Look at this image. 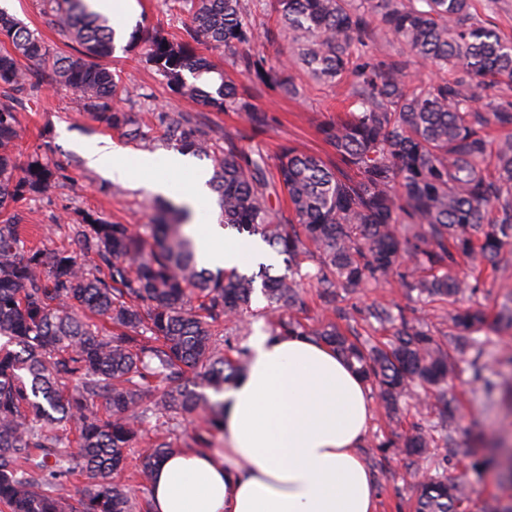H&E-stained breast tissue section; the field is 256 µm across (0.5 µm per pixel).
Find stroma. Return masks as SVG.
I'll use <instances>...</instances> for the list:
<instances>
[{"label": "stroma", "instance_id": "obj_1", "mask_svg": "<svg viewBox=\"0 0 512 512\" xmlns=\"http://www.w3.org/2000/svg\"><path fill=\"white\" fill-rule=\"evenodd\" d=\"M136 22L143 37L156 30L168 34L180 33L188 21L187 14L168 10L163 0H134ZM0 8L23 21L39 35L50 49L49 61L33 65L32 73L39 81L34 95L24 98L17 108L23 153H38L43 159L61 168L60 178L46 192L21 202L16 212L21 224V235L28 244L55 247L65 244L70 224L78 212L92 211L108 222L126 224L142 229L150 223L166 199L134 190L105 177L87 166L76 146L83 141H97L121 147L131 154L163 155L173 152L175 146L166 140L158 119L162 112H188L199 116L216 134L236 131L243 126L238 113L215 112L174 92L166 80L150 69L138 51L129 49L127 39L114 44V50L105 63L117 74L121 84L138 88L140 94L132 99H119L117 107L141 117L147 123L148 139L140 143L127 142L118 132L105 128L91 119L79 95L59 88L53 80L51 59L68 55L72 46L58 32L46 0H0ZM291 73L299 94L294 98L280 96L266 89L254 92V102L272 116L273 121L262 133L243 140L246 149L262 150L269 160H276L281 147L292 146L299 151L334 161L332 148L323 141L319 126L343 112L350 87L348 84L318 82L310 78L300 62H293ZM512 291V276L483 274L480 288L473 296L474 304L484 308L489 321L479 338L483 343L484 383L473 379L468 358H458L455 374L448 382V390L458 403V420L449 447L440 448V470L448 477L459 479L468 487L469 512H479L483 502L490 498L502 503L512 502V484L504 481L498 472L486 467L475 471L474 465L484 453L477 446L478 434L505 437L512 443V400L502 389L504 379H512V329L506 330L494 323L499 304L505 293ZM376 302H392L405 308L415 302L401 289L393 286L379 288H350L342 291L338 305L360 334L384 338L369 316V308ZM493 391H486V384ZM430 400L423 390L402 399L395 424H387L385 417L372 415L361 453L372 470L378 491L379 512H413L415 483L425 476L426 466L412 464L410 458L389 453H372V445L386 440L402 441L414 425L435 419L429 408ZM205 414L181 416L178 408H171L159 418L151 420L138 447L155 436H168L173 447L189 448L195 432L204 427Z\"/></svg>", "mask_w": 512, "mask_h": 512}]
</instances>
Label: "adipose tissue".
I'll return each mask as SVG.
<instances>
[{"label":"adipose tissue","instance_id":"1","mask_svg":"<svg viewBox=\"0 0 512 512\" xmlns=\"http://www.w3.org/2000/svg\"><path fill=\"white\" fill-rule=\"evenodd\" d=\"M88 166L135 189L168 196L189 176L201 264L242 267L255 246L226 238L207 176L186 156H126L79 144ZM249 366L226 390L222 450L181 448L156 467L150 512H377L378 492L360 447L373 403L363 379L327 346L256 331Z\"/></svg>","mask_w":512,"mask_h":512}]
</instances>
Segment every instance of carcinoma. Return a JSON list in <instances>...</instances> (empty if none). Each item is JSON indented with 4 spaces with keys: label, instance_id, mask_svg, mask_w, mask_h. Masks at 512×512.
Listing matches in <instances>:
<instances>
[{
    "label": "carcinoma",
    "instance_id": "carcinoma-1",
    "mask_svg": "<svg viewBox=\"0 0 512 512\" xmlns=\"http://www.w3.org/2000/svg\"><path fill=\"white\" fill-rule=\"evenodd\" d=\"M59 33L74 53L53 63L56 84L82 96L92 119L142 141V125L112 105L132 91L101 59L112 53L114 30L88 0H48ZM471 0H171L190 15L180 35L160 32L143 42L141 57L173 90L216 112L240 113L255 133L271 117L251 102L247 88L196 53L217 44L231 51L251 84L296 94L288 65L256 49L259 9L275 12L297 55L318 81L349 83L353 101L343 119L320 131L336 161L282 148L275 171L260 151L240 145L241 134L213 136L186 112H164L165 138L212 159L210 188L224 227L259 237L283 257L284 273L260 263L235 268L199 266L181 228L189 212L171 203L135 233L84 212L71 225L78 250L29 247L17 214L0 220V505L7 512H135L116 481L145 423L176 403L184 414L203 410L207 426L195 432L201 448L221 430L223 406L189 384L192 372L216 393L234 385L247 359L224 355V326L248 308L260 283L272 331L306 336L331 347L374 390L386 416L415 389L432 393L444 423L455 420L448 378L457 356L471 355L480 379L483 347L475 334L487 315L460 307L479 279L460 274L477 260L507 269L512 247V43L475 19ZM428 62L432 74L412 75L404 61L376 58L374 26ZM0 83L18 94L34 88L19 58L43 62L39 36L0 9ZM193 76L192 82L183 73ZM503 136L492 140L490 126ZM19 138L15 98L0 103V214L42 193L58 170L32 155L13 153ZM284 193L293 213L285 220L272 199ZM312 268L303 270V264ZM396 282L415 301L451 306L438 324L397 304L379 303L369 315L391 331L385 342L342 330L337 291ZM317 289L325 318L305 324L304 284ZM160 379L168 391L150 404L144 396ZM105 399V414L96 400ZM437 441L416 426L401 452L432 457ZM172 443L157 439L137 450L141 483ZM80 469L90 486L80 499L64 495ZM415 512H462L463 482L429 475L415 487Z\"/></svg>",
    "mask_w": 512,
    "mask_h": 512
}]
</instances>
